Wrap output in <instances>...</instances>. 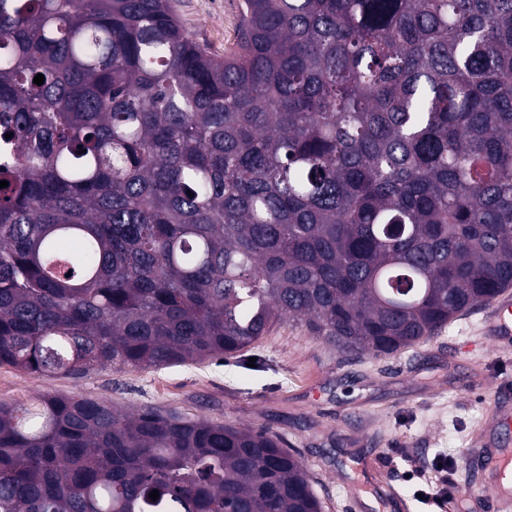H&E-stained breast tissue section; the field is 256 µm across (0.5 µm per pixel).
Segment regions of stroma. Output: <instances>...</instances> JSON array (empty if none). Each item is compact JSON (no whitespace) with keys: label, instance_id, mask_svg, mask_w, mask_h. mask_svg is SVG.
Returning a JSON list of instances; mask_svg holds the SVG:
<instances>
[{"label":"stroma","instance_id":"1","mask_svg":"<svg viewBox=\"0 0 512 512\" xmlns=\"http://www.w3.org/2000/svg\"><path fill=\"white\" fill-rule=\"evenodd\" d=\"M183 28L219 57L237 42L241 0H171ZM483 306L439 336L386 357L349 358L292 321L277 322L227 362L104 368L42 375L0 365V402L41 395L105 400L123 412L154 407L186 419L266 427L298 454L323 512H419L405 471L455 464L460 512H494L483 485L486 441L512 448L492 402L512 377V348L481 329Z\"/></svg>","mask_w":512,"mask_h":512}]
</instances>
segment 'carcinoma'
Here are the masks:
<instances>
[{
	"mask_svg": "<svg viewBox=\"0 0 512 512\" xmlns=\"http://www.w3.org/2000/svg\"><path fill=\"white\" fill-rule=\"evenodd\" d=\"M2 180L0 365L411 348L512 286V0H244L223 58L169 0H0ZM0 512L322 505L268 429L42 396Z\"/></svg>",
	"mask_w": 512,
	"mask_h": 512,
	"instance_id": "carcinoma-1",
	"label": "carcinoma"
}]
</instances>
